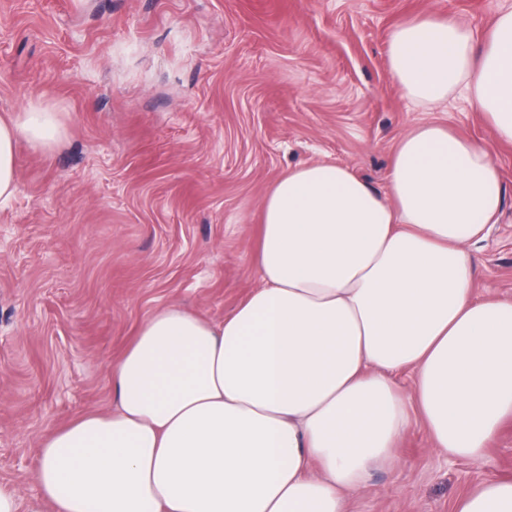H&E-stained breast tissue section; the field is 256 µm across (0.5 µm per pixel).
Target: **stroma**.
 I'll use <instances>...</instances> for the list:
<instances>
[{
    "label": "stroma",
    "instance_id": "stroma-1",
    "mask_svg": "<svg viewBox=\"0 0 512 512\" xmlns=\"http://www.w3.org/2000/svg\"><path fill=\"white\" fill-rule=\"evenodd\" d=\"M512 0H0V117L41 101L65 132L16 145L0 208V486L23 499L42 439L112 407L110 379L141 323L176 304L219 322L258 284L263 196L329 161L378 191L397 136L435 118L488 147L498 223L472 247L473 294L512 300V144L449 98L435 113L387 73L393 29L422 13L487 41ZM512 478V421L484 459L436 452L413 422L350 512H453Z\"/></svg>",
    "mask_w": 512,
    "mask_h": 512
}]
</instances>
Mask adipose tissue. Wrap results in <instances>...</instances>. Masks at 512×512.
Listing matches in <instances>:
<instances>
[{"mask_svg": "<svg viewBox=\"0 0 512 512\" xmlns=\"http://www.w3.org/2000/svg\"><path fill=\"white\" fill-rule=\"evenodd\" d=\"M403 96L477 103L512 144V9L477 49L431 13L390 34ZM63 135L30 103L0 119V205L15 146ZM503 184L485 147L420 122L397 139L379 192L350 168L296 166L260 204L258 284L220 322L156 310L112 368L115 405L41 444L36 501L0 487V512H350L413 416L439 453L480 460L512 418V302L472 294L471 244L497 223ZM454 512H512V478Z\"/></svg>", "mask_w": 512, "mask_h": 512, "instance_id": "1", "label": "adipose tissue"}]
</instances>
